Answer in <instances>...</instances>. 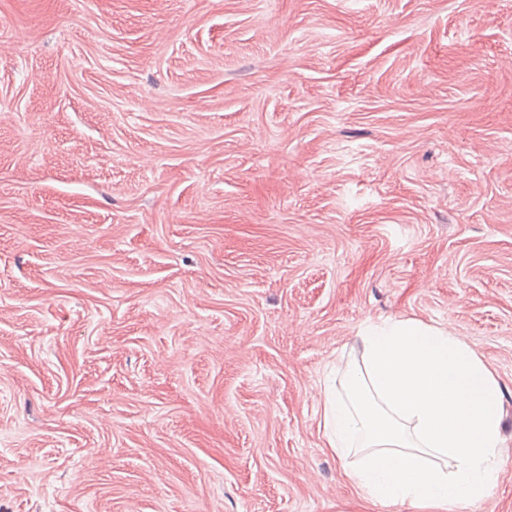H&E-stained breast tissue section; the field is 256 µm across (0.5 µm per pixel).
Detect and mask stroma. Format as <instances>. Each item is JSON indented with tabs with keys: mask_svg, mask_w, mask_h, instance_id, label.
Wrapping results in <instances>:
<instances>
[{
	"mask_svg": "<svg viewBox=\"0 0 512 512\" xmlns=\"http://www.w3.org/2000/svg\"><path fill=\"white\" fill-rule=\"evenodd\" d=\"M397 318L512 446V0H0V512H384L321 406Z\"/></svg>",
	"mask_w": 512,
	"mask_h": 512,
	"instance_id": "obj_1",
	"label": "stroma"
}]
</instances>
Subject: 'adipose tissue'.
I'll use <instances>...</instances> for the list:
<instances>
[{
    "label": "adipose tissue",
    "instance_id": "ef3b65f1",
    "mask_svg": "<svg viewBox=\"0 0 512 512\" xmlns=\"http://www.w3.org/2000/svg\"><path fill=\"white\" fill-rule=\"evenodd\" d=\"M322 427L344 455L367 452L349 477L384 508L448 512L485 496L503 458L502 390L494 373L447 330L413 319L366 329L357 358L336 362Z\"/></svg>",
    "mask_w": 512,
    "mask_h": 512
}]
</instances>
